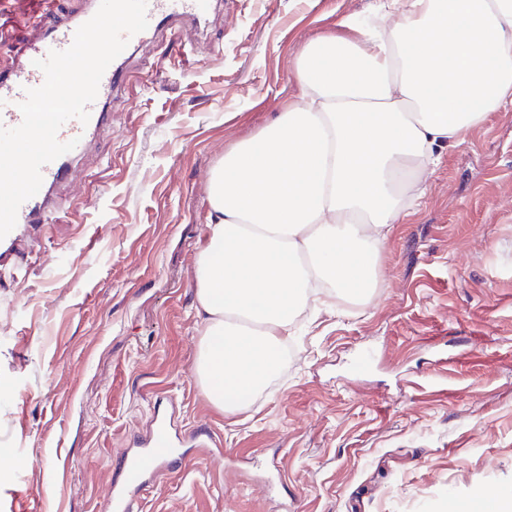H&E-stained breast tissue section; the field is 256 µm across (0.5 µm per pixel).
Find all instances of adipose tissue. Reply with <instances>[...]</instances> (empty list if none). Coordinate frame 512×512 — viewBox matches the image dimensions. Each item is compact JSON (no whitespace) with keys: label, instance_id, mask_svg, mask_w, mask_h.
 I'll use <instances>...</instances> for the list:
<instances>
[{"label":"adipose tissue","instance_id":"ef3b65f1","mask_svg":"<svg viewBox=\"0 0 512 512\" xmlns=\"http://www.w3.org/2000/svg\"><path fill=\"white\" fill-rule=\"evenodd\" d=\"M375 13L378 26L348 17L311 40L299 100L211 174L195 376L225 415L267 387L317 282L370 287L441 148L512 106V0H377Z\"/></svg>","mask_w":512,"mask_h":512}]
</instances>
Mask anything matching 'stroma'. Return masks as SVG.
Returning a JSON list of instances; mask_svg holds the SVG:
<instances>
[{
	"instance_id": "1",
	"label": "stroma",
	"mask_w": 512,
	"mask_h": 512,
	"mask_svg": "<svg viewBox=\"0 0 512 512\" xmlns=\"http://www.w3.org/2000/svg\"><path fill=\"white\" fill-rule=\"evenodd\" d=\"M373 3L224 0L206 41L145 48L62 222L0 282V512H112L160 409L217 444L142 512H481L512 492V108L442 148L369 295L321 298L255 403L225 416L194 374L210 175L298 98L307 43ZM26 22L0 0L1 64Z\"/></svg>"
}]
</instances>
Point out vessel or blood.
Instances as JSON below:
<instances>
[{"instance_id":"b4317fda","label":"vessel or blood","mask_w":512,"mask_h":512,"mask_svg":"<svg viewBox=\"0 0 512 512\" xmlns=\"http://www.w3.org/2000/svg\"><path fill=\"white\" fill-rule=\"evenodd\" d=\"M27 2L30 32L18 42L10 64L0 66V125L7 128L21 123L18 105L25 99L27 89L40 87L45 80L36 60L46 58L50 51L67 49L76 30L93 17L100 4V0H85L83 9L72 14L63 11L57 0ZM221 4L222 0H147L148 27L131 36L124 51L105 70L98 95L89 107L88 122L73 118L59 129L58 140H72L76 146L42 167L38 193L20 206L15 227L0 239V271L13 267L27 239L36 236L43 225L56 222L58 191L76 179L80 160L95 138L111 127L135 51L186 28L206 30ZM186 443L200 446V433L178 435L173 433L166 417H156L148 431L121 458L122 477L108 493L113 512H139V491L177 462V449Z\"/></svg>"}]
</instances>
